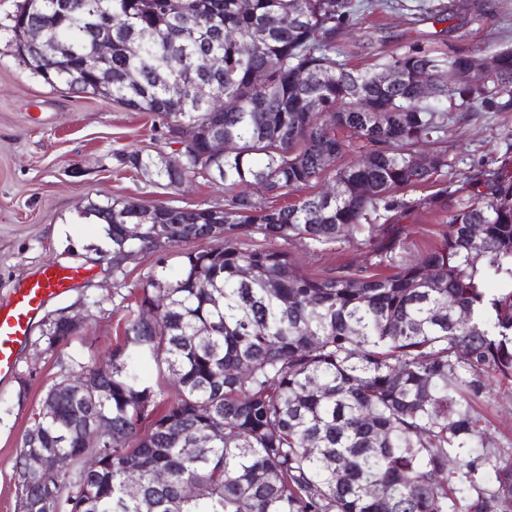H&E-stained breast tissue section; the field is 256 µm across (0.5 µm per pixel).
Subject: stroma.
Returning <instances> with one entry per match:
<instances>
[{"instance_id":"obj_1","label":"stroma","mask_w":512,"mask_h":512,"mask_svg":"<svg viewBox=\"0 0 512 512\" xmlns=\"http://www.w3.org/2000/svg\"><path fill=\"white\" fill-rule=\"evenodd\" d=\"M22 2L0 0V299L46 262L85 267L88 277L48 305L13 377L0 382V512H16L14 463L21 438L62 365L75 357L109 365L126 306L150 274L176 275L189 249L183 243L146 252L113 271L111 261L101 257L102 227L86 209L129 198L146 206L224 203L221 188L206 180L177 190L122 163L124 153H169L158 118L125 110L108 98L50 86L34 73L9 43L7 28ZM481 3L489 10L476 23L470 14ZM447 8L455 21H435V10ZM337 41L346 47L349 67L359 70L411 50L440 56L465 51L483 58L512 48V0H386L359 24L343 29ZM432 139L448 154L443 181H465L512 159V111L449 103L448 120ZM429 194L425 187L410 190L408 208L388 214L390 223L403 228L398 253L405 260L442 242L448 210L423 204ZM244 244L288 252L304 272L316 276L375 261L370 247L358 242L316 246L256 234ZM61 313L79 316L78 331L69 344L47 349L45 322ZM477 409L487 420L491 444L512 448V390L490 388Z\"/></svg>"}]
</instances>
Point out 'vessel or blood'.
Listing matches in <instances>:
<instances>
[{
    "instance_id": "b4317fda",
    "label": "vessel or blood",
    "mask_w": 512,
    "mask_h": 512,
    "mask_svg": "<svg viewBox=\"0 0 512 512\" xmlns=\"http://www.w3.org/2000/svg\"><path fill=\"white\" fill-rule=\"evenodd\" d=\"M83 278V268L47 265L18 283L7 303H0V379L12 374L18 354L31 336L32 324L45 304L74 288Z\"/></svg>"
}]
</instances>
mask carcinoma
Returning <instances> with one entry per match:
<instances>
[{"label": "carcinoma", "mask_w": 512, "mask_h": 512, "mask_svg": "<svg viewBox=\"0 0 512 512\" xmlns=\"http://www.w3.org/2000/svg\"><path fill=\"white\" fill-rule=\"evenodd\" d=\"M360 8L353 0H250L245 10L239 0H84L53 22V0H23L11 43L22 24H47L60 52L47 84L152 113L169 146L172 125L194 130L182 150L158 159L131 152L123 163L170 187L216 173L224 206L90 208L125 260L188 241L215 246L184 253L175 277L148 276L108 374L76 360L47 387L54 412L31 417L16 456L17 512H488L492 504L512 512V450L488 446L474 407L494 384L512 389V289L488 288L512 284V176L489 170L474 180L465 203L448 204L441 246L414 262L374 218L448 166L441 150L431 168L413 164L448 118L427 104L417 77L433 78L439 101L508 111L512 48L491 55L484 77L470 74V52L410 51L356 70L339 59L336 38ZM103 10L133 25L112 32L109 90L89 74L73 78ZM209 53L224 56L223 72L197 69ZM386 69L400 79L381 83ZM215 135L228 144L222 158L209 153ZM352 140L365 153L346 161ZM332 167L335 193L270 204ZM130 224L142 225L140 237H127ZM254 233L316 245L357 234L387 271L313 277L285 251L238 246ZM75 333L49 327L45 336L56 347ZM146 359L163 384L141 379ZM96 418L105 433L86 443L83 429ZM189 442L192 455L182 451ZM34 451L95 455L101 468L85 476L77 461L48 486L24 471ZM160 469L169 473L164 485L153 480Z\"/></svg>", "instance_id": "obj_1"}]
</instances>
